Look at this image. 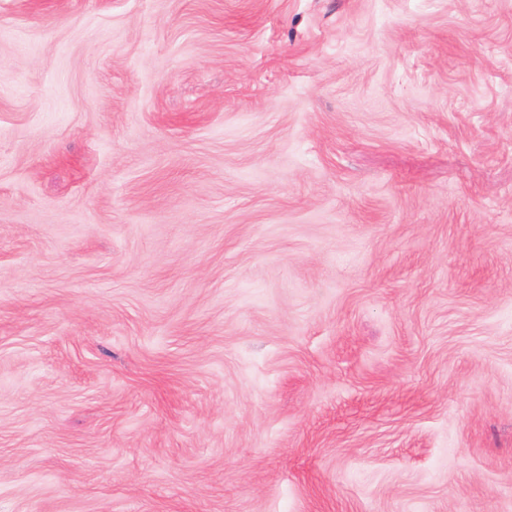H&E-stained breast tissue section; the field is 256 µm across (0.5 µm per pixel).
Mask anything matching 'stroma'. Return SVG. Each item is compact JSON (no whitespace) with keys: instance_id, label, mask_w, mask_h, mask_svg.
Returning a JSON list of instances; mask_svg holds the SVG:
<instances>
[{"instance_id":"35a3bbf8","label":"stroma","mask_w":512,"mask_h":512,"mask_svg":"<svg viewBox=\"0 0 512 512\" xmlns=\"http://www.w3.org/2000/svg\"><path fill=\"white\" fill-rule=\"evenodd\" d=\"M0 512H512V0H0Z\"/></svg>"}]
</instances>
